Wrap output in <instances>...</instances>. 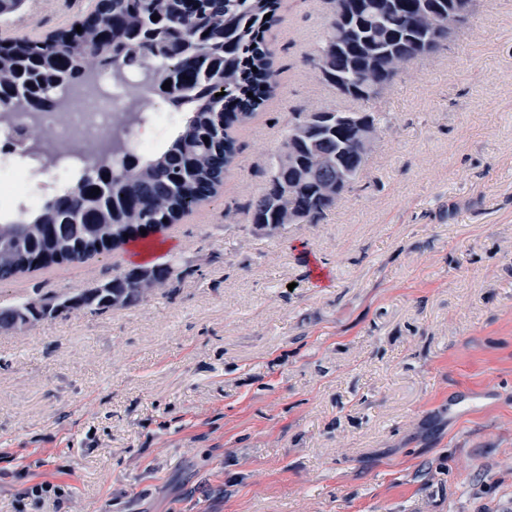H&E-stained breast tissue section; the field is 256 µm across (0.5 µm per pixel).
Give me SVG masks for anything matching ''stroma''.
Instances as JSON below:
<instances>
[{"mask_svg":"<svg viewBox=\"0 0 512 512\" xmlns=\"http://www.w3.org/2000/svg\"><path fill=\"white\" fill-rule=\"evenodd\" d=\"M86 5L27 0L0 29L44 36ZM333 10L281 0L278 88L149 253L0 283L5 308L137 263L183 273L132 308L0 331V512H512V0H479L369 100L315 65ZM317 108L381 137L319 223L268 234L247 206ZM43 481L59 495H30Z\"/></svg>","mask_w":512,"mask_h":512,"instance_id":"obj_1","label":"stroma"}]
</instances>
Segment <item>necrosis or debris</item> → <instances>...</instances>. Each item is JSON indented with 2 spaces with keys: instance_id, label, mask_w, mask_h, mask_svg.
I'll return each mask as SVG.
<instances>
[{
  "instance_id": "1",
  "label": "necrosis or debris",
  "mask_w": 512,
  "mask_h": 512,
  "mask_svg": "<svg viewBox=\"0 0 512 512\" xmlns=\"http://www.w3.org/2000/svg\"><path fill=\"white\" fill-rule=\"evenodd\" d=\"M134 83L102 70L86 81L61 88L52 110L14 112L0 120V208L36 206L69 185L85 160L111 156L112 123L125 111ZM142 121L131 128V150L147 154L182 115L158 96L141 100Z\"/></svg>"
}]
</instances>
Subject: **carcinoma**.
<instances>
[{
	"label": "carcinoma",
	"mask_w": 512,
	"mask_h": 512,
	"mask_svg": "<svg viewBox=\"0 0 512 512\" xmlns=\"http://www.w3.org/2000/svg\"><path fill=\"white\" fill-rule=\"evenodd\" d=\"M358 16L333 18L319 48L327 82L346 88H387L404 65L432 53L448 35L437 30L435 7L455 0H361ZM280 0H89L76 26L42 37L0 33V112L18 107L44 111L66 83L92 70L123 80L143 74L139 87L168 98L184 113L173 135L153 154L140 157L121 138L113 140L112 165L85 169L67 190L48 196L21 220L0 222V282L18 274L79 262L137 239L131 225L169 226L214 196L236 155L235 131L269 99L276 84L266 32L278 20ZM158 20H153V17ZM341 42L336 54L329 47ZM171 81L168 90L162 88ZM253 96H247V93ZM209 141H204V138ZM363 166L332 132L308 131L291 153L277 156L272 181L250 205L251 221L274 231L281 212L311 203V190L336 177L324 161ZM98 188L95 194L91 189ZM178 261L126 269L104 284L58 298H41L40 310L19 302L18 323L90 310L103 313L137 306L140 281L181 280Z\"/></svg>",
	"instance_id": "cac0c4a2"
}]
</instances>
